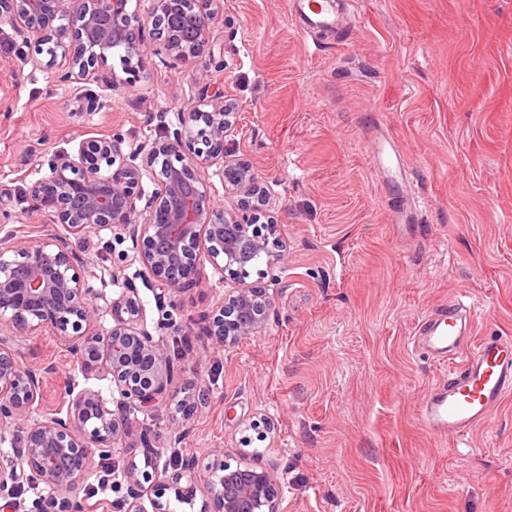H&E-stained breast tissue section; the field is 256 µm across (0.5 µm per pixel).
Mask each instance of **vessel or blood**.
I'll return each mask as SVG.
<instances>
[{"instance_id": "obj_1", "label": "vessel or blood", "mask_w": 512, "mask_h": 512, "mask_svg": "<svg viewBox=\"0 0 512 512\" xmlns=\"http://www.w3.org/2000/svg\"><path fill=\"white\" fill-rule=\"evenodd\" d=\"M299 28L308 33L338 24L335 0H316L312 12L297 9ZM471 315L463 301L437 307L417 327L422 344L439 359H460L448 384L433 388L423 400L422 419L434 434L465 439L512 396V338L495 336L468 341Z\"/></svg>"}]
</instances>
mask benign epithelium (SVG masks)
Returning <instances> with one entry per match:
<instances>
[{"label": "benign epithelium", "mask_w": 512, "mask_h": 512, "mask_svg": "<svg viewBox=\"0 0 512 512\" xmlns=\"http://www.w3.org/2000/svg\"><path fill=\"white\" fill-rule=\"evenodd\" d=\"M224 0H151L147 16L129 10V0H0V24H8L24 41L48 46L46 67L61 64L60 82L91 80L104 90L116 82L107 70L119 58L133 86L147 60L163 55L175 68L200 65L198 104L179 114L178 127L138 152L125 153L118 134L81 139L75 151L53 155L49 173L28 187L33 221L43 225L36 241L0 239V427L23 430L16 456L0 461V494L23 479L43 485L33 512H85L79 485L96 460L121 452L129 421L167 405L180 417L170 429L183 436L204 394L194 385L177 391L175 374L186 370L147 329L145 307L137 288L127 284L107 298L82 273L86 261L71 238L108 229L143 241L140 278L151 288L158 311L166 299L196 281L201 266L228 273L224 303L213 311L202 332L205 340L232 347L260 333L276 314L278 294L247 283L255 254L279 263L287 251L277 234V220L261 221V177L250 164L224 156V139L235 129L238 113L221 94H208L215 63L214 29L223 21ZM151 26L152 39L143 35ZM157 188L145 196L142 171L155 169ZM222 169L224 195L245 196L238 205L215 203L206 171ZM145 201L143 207L138 202ZM108 308L112 325L96 327L98 301ZM48 332L68 353L72 371L63 378L66 410L32 416L42 400L52 367L27 366L17 358L14 341ZM108 379L119 398L78 388L76 375ZM145 426L147 470L133 464L123 473L125 495L116 512H147L141 479L155 478L158 497L152 512H167L160 500L170 491L194 507L198 486L195 460L161 462ZM208 500L200 512H278L281 480L274 470L224 463V449L210 451Z\"/></svg>", "instance_id": "7a95c632"}]
</instances>
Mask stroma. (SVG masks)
<instances>
[{
    "label": "stroma",
    "mask_w": 512,
    "mask_h": 512,
    "mask_svg": "<svg viewBox=\"0 0 512 512\" xmlns=\"http://www.w3.org/2000/svg\"><path fill=\"white\" fill-rule=\"evenodd\" d=\"M214 39V89L239 114L224 153L259 171L288 244L283 266L260 262L249 282L278 276L285 289L260 334L204 343L197 333L224 300L220 272L203 266L160 311L130 239L75 237L87 271L108 275L93 288L112 296L137 283L148 328L168 316L159 339L188 355L210 393L178 441L172 409L138 415L101 469L142 463L148 424L163 459H197L201 501L220 448L227 464L278 470L279 512H512V397L456 450L420 408L459 364L415 336L459 296L474 308V340L512 336V0H349L334 33L308 37L293 0H224ZM47 60L0 25V238L40 236L28 187L54 152L89 133L120 134L128 150L152 143L198 99L197 68L155 56L134 88L116 85L89 112ZM389 143L398 158L374 169ZM15 352L56 365L38 410L60 409L67 352L44 333Z\"/></svg>",
    "instance_id": "35a3bbf8"
}]
</instances>
